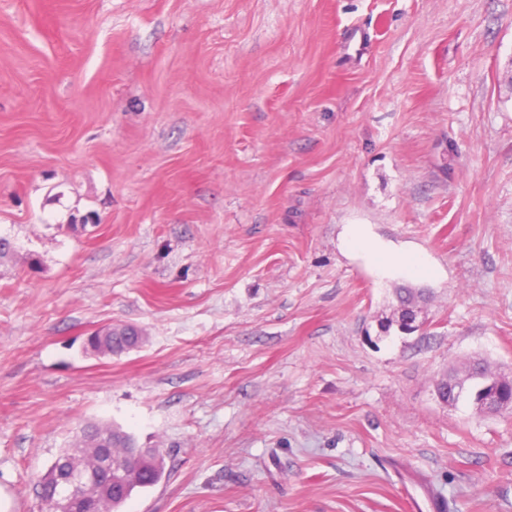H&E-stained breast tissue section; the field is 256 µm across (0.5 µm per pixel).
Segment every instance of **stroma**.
Listing matches in <instances>:
<instances>
[{
	"mask_svg": "<svg viewBox=\"0 0 512 512\" xmlns=\"http://www.w3.org/2000/svg\"><path fill=\"white\" fill-rule=\"evenodd\" d=\"M1 238L0 512L87 423L162 453L123 512H512L435 391L512 372V0H0ZM351 245L354 248L362 250H371L377 263L382 267H405L413 271L415 274L428 276L432 273L430 267L424 259L415 254H396L372 246V244L364 238L361 233L356 232L352 239ZM130 332H133V335ZM127 336H136L132 326H109L92 334L90 344L93 349L104 346L112 355H121L129 350L130 337Z\"/></svg>",
	"mask_w": 512,
	"mask_h": 512,
	"instance_id": "stroma-1",
	"label": "stroma"
}]
</instances>
